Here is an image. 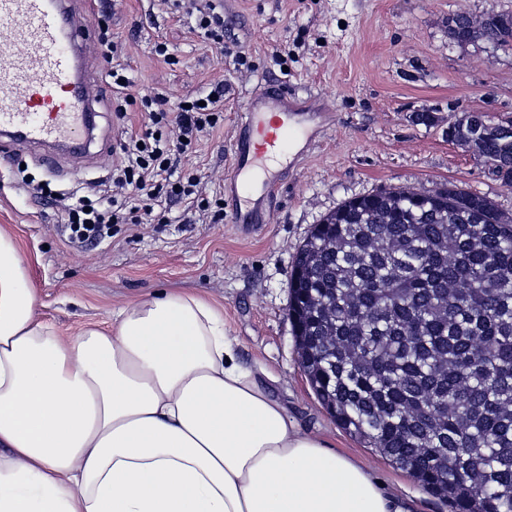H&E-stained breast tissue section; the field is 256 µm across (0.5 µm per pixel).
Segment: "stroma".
<instances>
[{
	"instance_id": "1",
	"label": "stroma",
	"mask_w": 512,
	"mask_h": 512,
	"mask_svg": "<svg viewBox=\"0 0 512 512\" xmlns=\"http://www.w3.org/2000/svg\"><path fill=\"white\" fill-rule=\"evenodd\" d=\"M224 47L208 46L173 0H118L110 25L119 60L142 96L170 105L224 84V122L201 138L182 165L202 198L224 195L232 138L250 92L262 81L320 101L327 129L292 168L268 226L252 236L230 218L196 222L185 203L166 202V224H118L96 249L70 246L62 201L34 200L21 180L90 195L108 185L113 112L111 78L90 155L60 157L55 170L35 149L0 154V230L15 242L39 317L64 334L111 320L113 309L161 292H193L224 312L238 362L264 372L271 395L308 433L359 458L385 491L413 512H452L405 470L350 437L321 405L299 363L288 319L293 258L313 224L344 200L384 187L434 191L455 184L512 213V187L448 140L449 114L487 111L512 119V49L448 39L450 15L512 14V0H223ZM168 47L171 61L154 52ZM429 110L433 124L418 121Z\"/></svg>"
}]
</instances>
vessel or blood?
Returning a JSON list of instances; mask_svg holds the SVG:
<instances>
[{
    "label": "vessel or blood",
    "mask_w": 512,
    "mask_h": 512,
    "mask_svg": "<svg viewBox=\"0 0 512 512\" xmlns=\"http://www.w3.org/2000/svg\"><path fill=\"white\" fill-rule=\"evenodd\" d=\"M97 0H0V148H42L53 166L57 151L89 153L100 115V92L90 80L87 23ZM322 134L305 101L283 85H262L247 98L232 145L224 194L243 235L265 229L288 154L304 151Z\"/></svg>",
    "instance_id": "obj_1"
}]
</instances>
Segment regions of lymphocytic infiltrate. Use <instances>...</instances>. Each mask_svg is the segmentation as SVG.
Here are the masks:
<instances>
[{
	"label": "lymphocytic infiltrate",
	"instance_id": "f902f5d3",
	"mask_svg": "<svg viewBox=\"0 0 512 512\" xmlns=\"http://www.w3.org/2000/svg\"><path fill=\"white\" fill-rule=\"evenodd\" d=\"M102 51L111 62L108 75L115 87V112L127 120L128 109L138 106L144 114L140 132H122L112 146L115 163L112 183L97 199L83 196L64 208L68 240L88 250L111 237L117 224L167 223L159 207L163 198L196 196L199 182L183 174L182 157L195 152L201 136L223 123L224 85L216 83L203 98L189 97L169 107L163 94L136 97L132 83L113 59L118 45L109 26H102Z\"/></svg>",
	"mask_w": 512,
	"mask_h": 512
}]
</instances>
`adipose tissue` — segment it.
I'll return each mask as SVG.
<instances>
[{
  "label": "adipose tissue",
  "mask_w": 512,
  "mask_h": 512,
  "mask_svg": "<svg viewBox=\"0 0 512 512\" xmlns=\"http://www.w3.org/2000/svg\"><path fill=\"white\" fill-rule=\"evenodd\" d=\"M0 512H409L304 433L191 293L63 335L0 234Z\"/></svg>",
  "instance_id": "adipose-tissue-1"
}]
</instances>
